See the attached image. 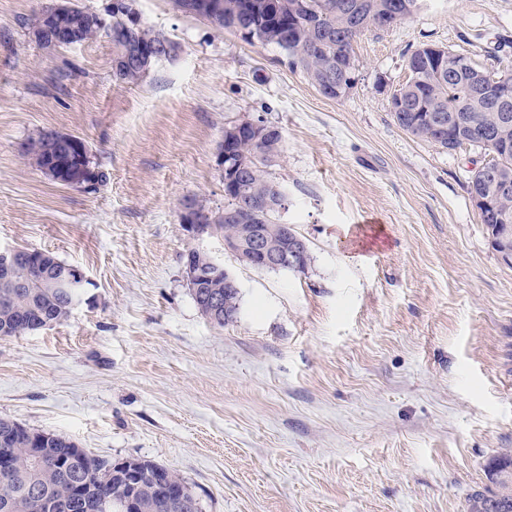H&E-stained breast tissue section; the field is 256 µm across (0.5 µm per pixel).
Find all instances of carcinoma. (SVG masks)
<instances>
[{
  "label": "carcinoma",
  "instance_id": "cac0c4a2",
  "mask_svg": "<svg viewBox=\"0 0 512 512\" xmlns=\"http://www.w3.org/2000/svg\"><path fill=\"white\" fill-rule=\"evenodd\" d=\"M220 13L211 21L220 29H231L249 44H276L287 52L289 65L300 69L323 96L338 100L354 88L356 59L354 43L368 28L389 29L410 18L419 0H219ZM134 13L112 14V40L120 48L135 44L150 48L165 46L166 36L149 26L131 25L125 17ZM409 78L397 91L410 104V112H392L400 128L416 138L440 148L454 150L464 144L493 153L490 164L512 171V101L495 105L486 96L474 93L471 68L448 73L438 72L429 49L413 51L407 61ZM438 112L459 118L450 133L439 137L423 122L421 112ZM508 115V121L502 115ZM283 147L279 129L272 128L262 151L247 139L238 140L230 149L232 161L243 168L245 177L237 189L224 191L240 196L245 203L272 197L281 186L268 175L269 163ZM77 153L66 148L56 158L60 172L56 181L71 184L67 168L74 166ZM496 240L512 238V223L497 224L490 216H481ZM259 223L269 238L280 242L282 232L276 213L261 215ZM75 288H48L43 274L30 257L21 254L13 266L10 281H0V337L21 336L35 330V322L49 319L55 323L68 318ZM42 457L71 461L65 469H52L34 458L26 438L13 433L12 422L0 419V457L6 469L0 471V512H66L75 486L84 487L90 512H129L124 502L132 496L135 512H203L195 489L178 474L170 473L186 499L182 506L163 509L153 490L149 475L167 468L140 461L146 475L133 488L119 476L116 464L89 455L75 443L54 434L45 435L39 448ZM494 487L467 499L466 512H512V455L502 454L492 464Z\"/></svg>",
  "mask_w": 512,
  "mask_h": 512
}]
</instances>
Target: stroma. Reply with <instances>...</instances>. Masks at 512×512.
<instances>
[{"label": "stroma", "mask_w": 512, "mask_h": 512, "mask_svg": "<svg viewBox=\"0 0 512 512\" xmlns=\"http://www.w3.org/2000/svg\"><path fill=\"white\" fill-rule=\"evenodd\" d=\"M56 2L0 0V250L52 253L94 287L67 320L0 338V418L162 465L204 512H462L512 450V263L468 192L491 153L413 137L391 98L424 44L512 74V0H419L365 30L339 100L174 0L134 2L174 57L116 80L110 29L39 44ZM247 119L284 135L268 172L311 262L258 269L205 239L240 285L219 326L186 284L180 211L223 217L216 158ZM47 132L81 138L103 182L42 173L25 149Z\"/></svg>", "instance_id": "1"}]
</instances>
